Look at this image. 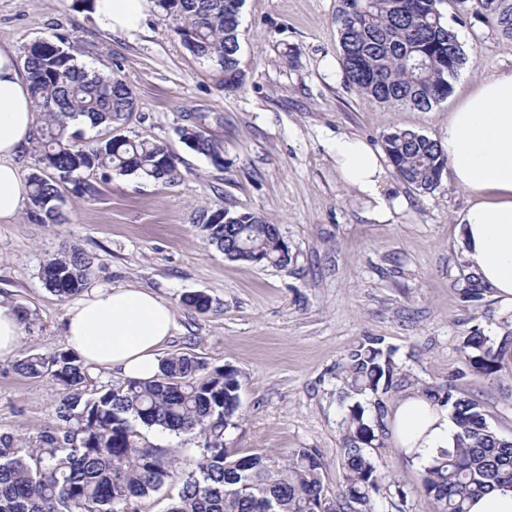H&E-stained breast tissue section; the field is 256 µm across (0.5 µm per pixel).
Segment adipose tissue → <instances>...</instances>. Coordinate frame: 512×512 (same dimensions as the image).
<instances>
[{
	"label": "adipose tissue",
	"instance_id": "ef3b65f1",
	"mask_svg": "<svg viewBox=\"0 0 512 512\" xmlns=\"http://www.w3.org/2000/svg\"><path fill=\"white\" fill-rule=\"evenodd\" d=\"M148 0H93L96 25L111 34L135 36L144 29ZM30 80L18 53L0 44V223L22 209L29 186L17 160L31 144L35 108ZM456 182L474 197L458 217L462 256L487 292L512 309V70L479 84L448 115L440 140ZM344 181L387 211L386 169L363 141L338 136L327 144ZM176 328L171 304L136 287L95 288L66 316V342L85 364L137 381L154 379L161 351ZM392 426L400 449L429 463L454 445L456 426L447 407L421 395L401 400Z\"/></svg>",
	"mask_w": 512,
	"mask_h": 512
}]
</instances>
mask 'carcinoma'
Returning <instances> with one entry per match:
<instances>
[{"label":"carcinoma","instance_id":"cac0c4a2","mask_svg":"<svg viewBox=\"0 0 512 512\" xmlns=\"http://www.w3.org/2000/svg\"><path fill=\"white\" fill-rule=\"evenodd\" d=\"M177 21L185 48L222 76L224 88L245 81L240 67L239 25L243 0H158ZM444 0H340L336 13L346 79L359 94L383 106L427 111L448 98L452 81L468 63L456 31L439 9ZM475 18L512 37V0H455ZM65 38L37 41L23 51L31 96L41 105L32 144L40 167L29 176L31 205L42 222L62 219L64 184L86 170L135 173L155 182L177 177L175 156L163 142L115 134L85 140L71 130L81 120L93 128L117 130L137 107L131 87L120 77L89 72L75 62ZM181 141L215 165L223 149L200 124L178 129ZM384 150L403 182L424 192L442 182L448 158L437 140L395 127L383 137ZM51 169L55 175L44 174ZM199 228L207 243L232 260L285 266L288 243L278 225L258 213L229 207L204 212ZM93 260L78 249L41 268L45 286L60 297L80 293ZM484 288L470 273L460 294L476 300ZM182 303L198 312L210 307L203 293ZM512 344L479 327L460 342L468 374L494 380L500 355ZM396 349L368 337L345 364L353 393L364 397L343 419L342 491L327 497L323 462L311 448L284 459L241 454L224 446V433L240 418L238 372L211 367L187 354L161 361L152 381H129L90 389V368L69 350L47 357L22 352L15 369L30 378L51 376L61 389L58 423L31 441L0 434V512H130L131 503L158 491L167 481L182 486L167 512H375L373 494L381 474L372 451L385 447L386 396L398 388ZM424 395L451 409L458 428L454 446L426 469L420 489L429 512H468L469 502L495 487H512V440L488 423L480 404L458 397L452 386L428 387ZM157 426L198 440L200 454L186 470L171 448L151 445L138 425Z\"/></svg>","mask_w":512,"mask_h":512}]
</instances>
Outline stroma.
Instances as JSON below:
<instances>
[{
	"instance_id": "35a3bbf8",
	"label": "stroma",
	"mask_w": 512,
	"mask_h": 512,
	"mask_svg": "<svg viewBox=\"0 0 512 512\" xmlns=\"http://www.w3.org/2000/svg\"><path fill=\"white\" fill-rule=\"evenodd\" d=\"M338 0H244L240 60L246 79L228 90L194 57L175 22L153 6L143 33L102 31L86 0H0V43L24 50L63 37L76 62L115 73L137 108L130 137L166 143L176 157L171 183L100 170L82 173L98 191L66 183L65 221L40 223L29 209L0 223V302L27 309L33 323L22 348L51 355L67 347L73 301L50 292L40 267L75 246L94 261L90 286L150 289L173 307L177 328L164 355L185 353L209 366H230L240 382L241 417L227 447L284 457L313 448L324 463L329 497L342 489L340 441L349 395L347 354L364 337L396 347L405 387L389 402L450 384L478 400L488 422L512 439V349L498 380L458 377L459 341L471 327L500 335L512 311L490 296L463 300L464 265L455 234L472 196L452 171L422 192L389 175L383 214L346 184L327 149L345 135L382 150L391 128L441 138L448 114L479 82L512 68V39L493 24L461 16L454 0L440 9L469 62L448 98L428 111L384 108L351 89L341 63ZM198 123L223 149V166L188 148L180 127ZM225 206L263 214L290 248L287 266L228 259L204 240L198 216ZM202 293L210 308L185 307ZM0 359V432L29 440L55 426L60 389L53 378H29ZM382 489L375 512H427L419 492L422 465L387 439L376 459Z\"/></svg>"
}]
</instances>
